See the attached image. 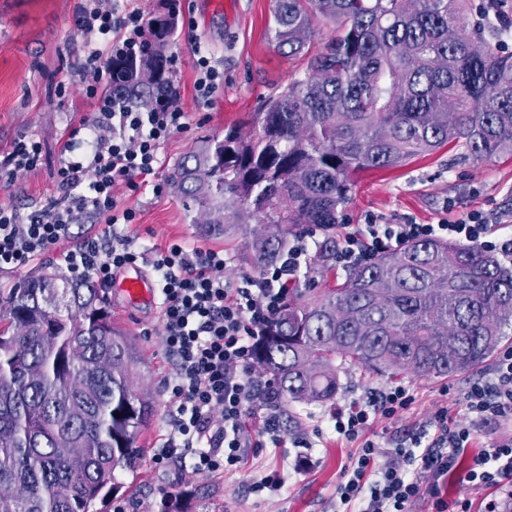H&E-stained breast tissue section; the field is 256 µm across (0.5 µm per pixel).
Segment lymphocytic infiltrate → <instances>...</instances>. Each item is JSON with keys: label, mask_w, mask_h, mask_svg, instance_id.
<instances>
[{"label": "lymphocytic infiltrate", "mask_w": 512, "mask_h": 512, "mask_svg": "<svg viewBox=\"0 0 512 512\" xmlns=\"http://www.w3.org/2000/svg\"><path fill=\"white\" fill-rule=\"evenodd\" d=\"M77 32L87 46L82 94L96 100L97 109L68 125L60 139L57 197L24 214L0 206V270L57 250L76 278L105 285L121 269L148 259L161 288L164 347L174 361L165 383L173 398L169 430L154 462L163 468L181 464L187 478L236 471L249 449L282 445L276 395L254 362L253 347L287 303L288 284L322 229L314 226L296 236L279 259L239 286L224 279L229 260L223 251L172 243L145 254L133 237L117 230L133 223L136 214L120 206L115 190L133 191L149 182L154 193L163 192L155 180L159 150L171 134L187 129V115L167 95L144 109L105 92L113 59L144 51L148 31L141 9L121 13L91 0ZM40 162L39 141L19 139L11 151L0 153V186L9 187L18 173L35 171ZM88 222L104 225L102 235L72 244L73 226ZM494 224L493 217L478 212L452 224L372 220L344 236L336 264L349 269L410 241L445 237L490 245L512 261V234L493 237ZM460 399L467 421H457L438 404L392 443L380 440L372 426L411 408L410 387L372 390L337 411L333 430L357 451L341 469L336 512H410L422 499L430 501L431 512H471L472 494L487 488L494 494L485 496L482 512H505L512 502V436L489 438L473 456L467 450L480 429L512 422V347L499 354L488 378L471 383ZM255 412L263 419L251 430L244 419ZM463 457L469 464L461 472L457 463ZM454 475L468 492L443 498L441 486Z\"/></svg>", "instance_id": "lymphocytic-infiltrate-1"}]
</instances>
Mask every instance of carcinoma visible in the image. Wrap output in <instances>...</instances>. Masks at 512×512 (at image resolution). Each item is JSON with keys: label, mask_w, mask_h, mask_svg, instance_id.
Listing matches in <instances>:
<instances>
[{"label": "carcinoma", "mask_w": 512, "mask_h": 512, "mask_svg": "<svg viewBox=\"0 0 512 512\" xmlns=\"http://www.w3.org/2000/svg\"><path fill=\"white\" fill-rule=\"evenodd\" d=\"M274 0L272 41L307 59L305 76L269 97L246 130L232 127L169 173L209 234L243 219L255 269L287 234L340 223L354 175L397 169L445 146L475 162L512 153V33L507 0ZM334 26L314 46V20ZM140 58L112 60V93L147 107L173 91L171 9L147 20ZM270 226L281 233L267 231ZM327 236L316 264L333 270ZM0 512H90L115 473L136 472L153 413L134 342L112 326L90 280L46 267L0 290ZM512 337V268L478 246L415 240L323 288H292L253 348L277 405L328 402L340 365L448 378Z\"/></svg>", "instance_id": "carcinoma-1"}]
</instances>
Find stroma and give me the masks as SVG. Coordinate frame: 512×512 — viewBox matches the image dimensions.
Instances as JSON below:
<instances>
[{"instance_id":"obj_1","label":"stroma","mask_w":512,"mask_h":512,"mask_svg":"<svg viewBox=\"0 0 512 512\" xmlns=\"http://www.w3.org/2000/svg\"><path fill=\"white\" fill-rule=\"evenodd\" d=\"M85 0H0V152L10 151L17 139L31 136L42 145L37 171L21 175L15 184L0 188V205L27 212L56 196L58 140L69 122L96 110L95 100L82 94L80 65L86 47L76 34V22ZM145 15L164 7L191 14L197 23L196 42L175 34L167 52L173 64L180 105L189 118L186 130L165 142L159 178L203 141L223 137L227 128L245 126L266 99L301 76L303 63L278 52L269 35L272 0H224V10L206 14V0H135ZM205 55L224 72V85L211 103L196 100L194 63ZM69 85L68 97L57 94L59 82ZM122 207L136 213L126 234L150 247L179 243L188 248L224 251L230 263L224 276L234 284L256 270L246 259L251 225L233 226L228 236L210 235L194 224L173 188L155 194L149 187L116 191ZM480 212L512 221V156L491 162L457 159L445 149L390 171L356 175L351 197L335 238H343L349 225L374 220L386 224L454 223ZM112 321L135 343L142 390L154 415L142 429L138 444L145 458L136 473H119L124 486L121 499L96 500L93 512H113L116 503L132 505L134 512H160L161 504L180 498L186 512H334L340 471L355 451L353 444L337 439L332 415L373 389L411 386L416 401L411 410L390 422L375 424L385 439L402 436L432 406L447 405L459 420L466 413L458 402L468 382L487 377L492 365L484 363L472 373L447 379L412 374L379 375L358 366L341 369L340 389L334 400L294 406L295 423L283 424V445L249 452L246 467L229 474L182 479L178 466L155 467L152 457L167 430L170 395L164 380L173 361L162 342L160 307L146 300L129 299L121 279L105 289ZM321 427L314 447L296 448L291 440L298 428ZM262 469L283 472L285 483L275 494L256 496L246 488Z\"/></svg>"}]
</instances>
